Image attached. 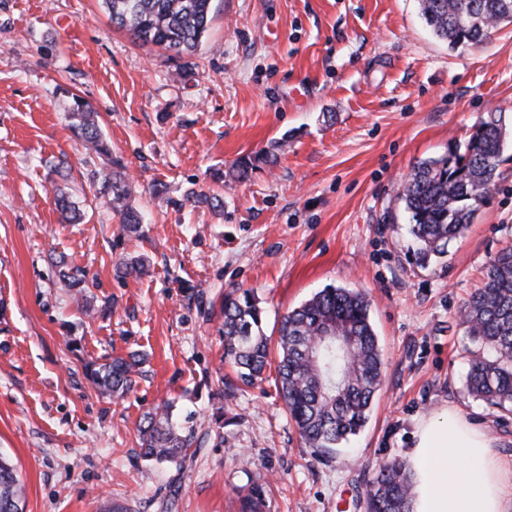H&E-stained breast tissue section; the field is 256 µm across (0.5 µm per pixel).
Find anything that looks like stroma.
<instances>
[{
	"mask_svg": "<svg viewBox=\"0 0 512 512\" xmlns=\"http://www.w3.org/2000/svg\"><path fill=\"white\" fill-rule=\"evenodd\" d=\"M77 95L133 182L144 238L119 236L104 199L57 173L103 164L69 129ZM493 113L512 134V23L452 49L418 0H213L184 70L113 28L100 0H0V455L25 486L23 512H238L253 483L267 512H364L374 470L404 458L416 419L444 404L511 458L512 414L468 391L459 313L512 246V143L442 258L416 263L397 198L418 162ZM272 151L277 165L226 179ZM62 183L84 223L61 221ZM192 191L223 210L190 205ZM134 253L149 274L115 278ZM61 256L94 280V314L60 281ZM329 285L366 293L385 377L363 431L319 456L288 416L277 360L224 396L221 320L205 311L252 290L273 337ZM131 352L146 376L99 396L86 361ZM165 400L208 435L181 469L140 456V422Z\"/></svg>",
	"mask_w": 512,
	"mask_h": 512,
	"instance_id": "35a3bbf8",
	"label": "stroma"
}]
</instances>
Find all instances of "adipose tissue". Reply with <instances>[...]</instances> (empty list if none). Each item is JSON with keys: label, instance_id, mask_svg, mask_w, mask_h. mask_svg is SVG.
Masks as SVG:
<instances>
[{"label": "adipose tissue", "instance_id": "adipose-tissue-1", "mask_svg": "<svg viewBox=\"0 0 512 512\" xmlns=\"http://www.w3.org/2000/svg\"><path fill=\"white\" fill-rule=\"evenodd\" d=\"M406 458L412 512H512V459L458 407L416 419Z\"/></svg>", "mask_w": 512, "mask_h": 512}]
</instances>
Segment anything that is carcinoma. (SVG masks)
Returning <instances> with one entry per match:
<instances>
[{"instance_id": "cac0c4a2", "label": "carcinoma", "mask_w": 512, "mask_h": 512, "mask_svg": "<svg viewBox=\"0 0 512 512\" xmlns=\"http://www.w3.org/2000/svg\"><path fill=\"white\" fill-rule=\"evenodd\" d=\"M112 26L141 45L157 46L181 61L193 56L208 30L212 0H101ZM420 13L434 34L452 48L482 41L502 23L512 22V0H419ZM73 131L85 150L108 157L111 151L91 104L77 98L70 109ZM506 125L502 116L482 121L464 149L415 166L398 192L409 214L410 232L418 244L415 256L425 265L445 253L448 241L463 234L498 176L503 162ZM254 163L238 159L229 169L234 181L248 178ZM95 196L107 198L124 232L137 234L143 215L132 204V186L118 161L86 173ZM55 203L64 221L77 224L82 215L69 194L57 189ZM59 278L76 290L75 300L90 309L84 272L57 263ZM147 259L133 256L116 264L119 278L141 275ZM220 311L224 360L238 380L250 386L261 378L269 357L262 327L263 310L255 294L236 288L224 294ZM460 325L479 344L471 352L469 391L501 412L512 413V247L490 263L483 287L461 307ZM278 388L288 414L305 444L329 451L356 435L367 422L373 399L384 380V361L369 316L365 293L326 287L285 314L278 334ZM143 360L135 353L84 365L97 392L124 396L134 387ZM141 458L178 468L200 448L204 437L173 421L165 402L146 413L139 429ZM24 486L14 467L0 456V512H21ZM366 512H410L411 474L402 460L375 470L365 490ZM259 484L241 498V512H265Z\"/></svg>"}]
</instances>
